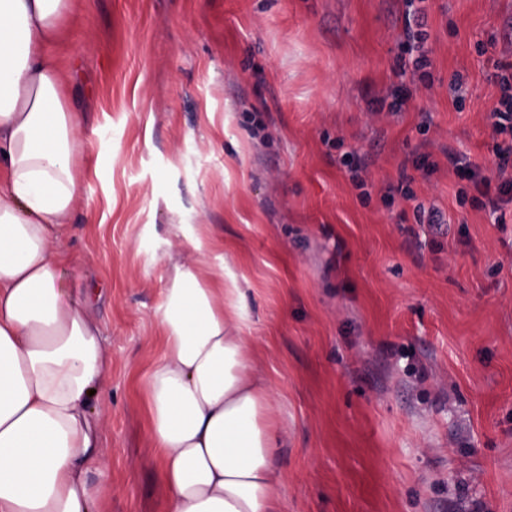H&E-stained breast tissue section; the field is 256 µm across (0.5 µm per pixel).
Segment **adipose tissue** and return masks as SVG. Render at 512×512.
Returning <instances> with one entry per match:
<instances>
[{
  "mask_svg": "<svg viewBox=\"0 0 512 512\" xmlns=\"http://www.w3.org/2000/svg\"><path fill=\"white\" fill-rule=\"evenodd\" d=\"M76 0H0V512H102L112 403L102 323L66 302L60 240L83 202L82 130L55 46ZM165 256L154 311L162 354L139 388L164 512H282L284 428L247 336L243 290L202 263L209 243Z\"/></svg>",
  "mask_w": 512,
  "mask_h": 512,
  "instance_id": "1",
  "label": "adipose tissue"
}]
</instances>
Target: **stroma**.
<instances>
[{
	"label": "stroma",
	"mask_w": 512,
	"mask_h": 512,
	"mask_svg": "<svg viewBox=\"0 0 512 512\" xmlns=\"http://www.w3.org/2000/svg\"><path fill=\"white\" fill-rule=\"evenodd\" d=\"M425 6V84L401 76L402 0H78L65 19L86 121L63 286L112 353L103 512H164L138 380L175 224L245 293L287 432L282 512H512V204L495 221L448 167L500 179L487 59L512 61V0ZM398 89L405 111H373ZM403 174L411 196L389 194Z\"/></svg>",
	"instance_id": "stroma-1"
}]
</instances>
